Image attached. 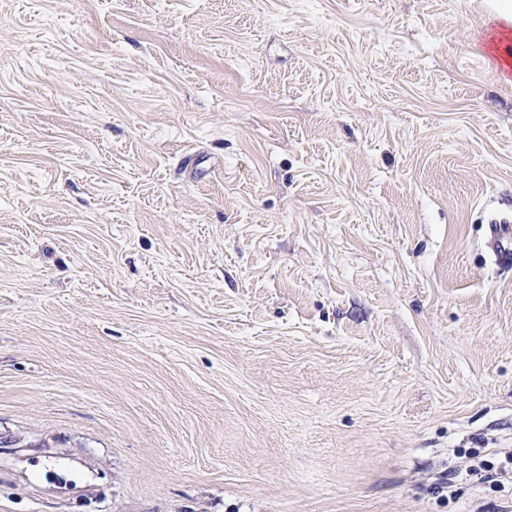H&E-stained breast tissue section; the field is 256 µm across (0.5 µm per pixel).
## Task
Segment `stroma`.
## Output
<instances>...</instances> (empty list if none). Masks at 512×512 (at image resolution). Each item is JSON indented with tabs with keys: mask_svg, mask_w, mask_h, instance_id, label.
<instances>
[{
	"mask_svg": "<svg viewBox=\"0 0 512 512\" xmlns=\"http://www.w3.org/2000/svg\"><path fill=\"white\" fill-rule=\"evenodd\" d=\"M487 0H0V512H512V72ZM487 228V246L501 267L512 266V215L493 213ZM490 459L482 458L477 453L470 455L467 472L472 475H480L487 481H491L495 486L501 483L500 478H512V451L492 454Z\"/></svg>",
	"mask_w": 512,
	"mask_h": 512,
	"instance_id": "1",
	"label": "stroma"
}]
</instances>
